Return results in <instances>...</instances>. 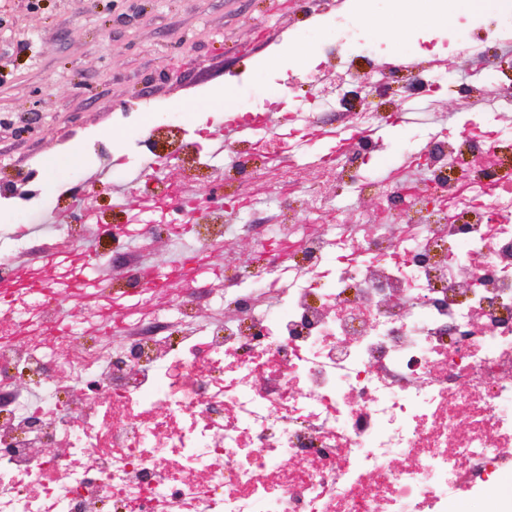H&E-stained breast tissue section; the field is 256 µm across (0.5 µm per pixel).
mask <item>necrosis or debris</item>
<instances>
[{"mask_svg": "<svg viewBox=\"0 0 512 512\" xmlns=\"http://www.w3.org/2000/svg\"><path fill=\"white\" fill-rule=\"evenodd\" d=\"M368 34L360 14L337 15L305 97L250 95L231 113L252 133L224 180L273 194L278 233L207 321L196 273L251 198L210 207L171 185L99 227L176 249L193 236L197 269L132 262L123 288L67 323L56 269L19 268L30 231L0 229V512H448L512 469V81L489 55L512 41V8L419 38L430 56L483 61L461 104L493 106L420 129L422 181L376 173L382 117L347 97L371 84L409 98L440 73L379 45L352 71ZM330 117L344 141L316 150ZM325 182L379 206L345 223Z\"/></svg>", "mask_w": 512, "mask_h": 512, "instance_id": "necrosis-or-debris-1", "label": "necrosis or debris"}]
</instances>
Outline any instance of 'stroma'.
Listing matches in <instances>:
<instances>
[{"mask_svg": "<svg viewBox=\"0 0 512 512\" xmlns=\"http://www.w3.org/2000/svg\"><path fill=\"white\" fill-rule=\"evenodd\" d=\"M358 0H0V179H13L37 163L54 164V181L92 196L97 224H122L127 209L95 195L89 178L108 171L126 182L110 158L136 147L143 132L138 112L178 111L197 126L222 111L225 85L236 97L256 92L276 98L281 88L265 57H292L298 47L320 51V32L337 10ZM409 35L384 30L375 41L388 53L410 49L412 35L441 15L458 14L457 0H410ZM440 64L453 84L422 97L428 112L450 119L460 113L458 85L481 82L482 62L449 54ZM99 253L130 252L148 268L177 261V253L153 241L97 240Z\"/></svg>", "mask_w": 512, "mask_h": 512, "instance_id": "35a3bbf8", "label": "stroma"}]
</instances>
